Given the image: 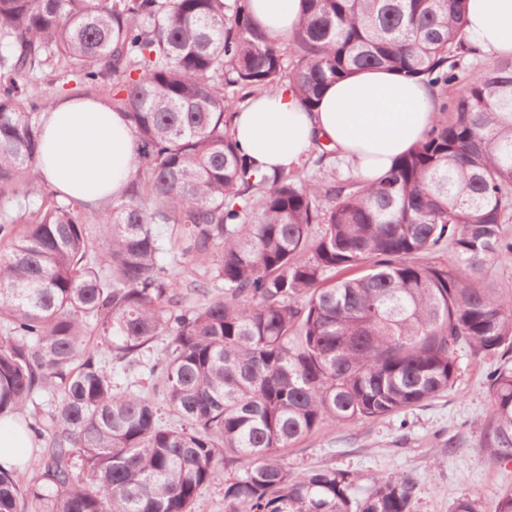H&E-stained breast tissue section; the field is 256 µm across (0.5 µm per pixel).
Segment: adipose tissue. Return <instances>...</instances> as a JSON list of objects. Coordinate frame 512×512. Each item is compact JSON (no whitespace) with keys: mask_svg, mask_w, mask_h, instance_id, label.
<instances>
[{"mask_svg":"<svg viewBox=\"0 0 512 512\" xmlns=\"http://www.w3.org/2000/svg\"><path fill=\"white\" fill-rule=\"evenodd\" d=\"M254 21L274 38L291 37L302 0H249ZM466 33L479 53L512 55V0H467ZM433 91L417 79L364 70L330 85L314 111L282 88L251 96L233 133L255 174L300 166L326 143L362 180H375L421 141L435 119ZM136 140L123 113L82 98L57 99L43 116L39 169L61 195L96 206L129 186ZM32 433L20 419L0 422V467H24Z\"/></svg>","mask_w":512,"mask_h":512,"instance_id":"ef3b65f1","label":"adipose tissue"}]
</instances>
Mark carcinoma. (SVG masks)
I'll list each match as a JSON object with an SVG mask.
<instances>
[{
    "label": "carcinoma",
    "instance_id": "obj_1",
    "mask_svg": "<svg viewBox=\"0 0 512 512\" xmlns=\"http://www.w3.org/2000/svg\"><path fill=\"white\" fill-rule=\"evenodd\" d=\"M304 2L278 41L247 0H0V201L17 208L0 221V418L51 440L27 483L0 467V512H193L221 483L224 512H413L409 475L359 497L354 474L295 472L285 452L440 396L462 351L498 358L481 446L512 460V293L492 284L512 253V58L468 73L437 108L451 117L369 185L258 178L232 131L250 95L287 87L309 110L364 69L444 91L473 54L463 0ZM47 77L102 95L135 137L130 188L94 211L29 179ZM188 264L224 291L194 301L208 283Z\"/></svg>",
    "mask_w": 512,
    "mask_h": 512
}]
</instances>
